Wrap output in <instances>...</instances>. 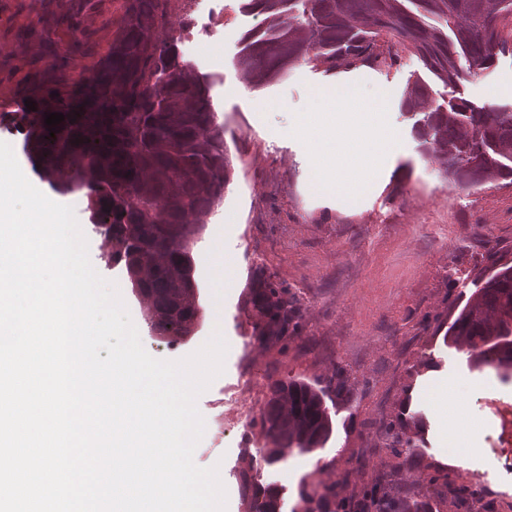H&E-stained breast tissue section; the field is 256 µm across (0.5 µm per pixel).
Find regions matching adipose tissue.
Listing matches in <instances>:
<instances>
[{
  "label": "adipose tissue",
  "instance_id": "obj_1",
  "mask_svg": "<svg viewBox=\"0 0 512 512\" xmlns=\"http://www.w3.org/2000/svg\"><path fill=\"white\" fill-rule=\"evenodd\" d=\"M356 74H339L331 91L321 93L304 113L296 132L316 158L315 188L342 199L366 191L374 178L371 158L395 147L398 135L379 104L359 98ZM473 380L451 377L448 370L430 367L423 377L436 408L437 440L442 450L464 447L469 456L481 451L480 435L467 420L458 396L473 388Z\"/></svg>",
  "mask_w": 512,
  "mask_h": 512
}]
</instances>
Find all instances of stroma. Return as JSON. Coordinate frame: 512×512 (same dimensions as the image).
Masks as SVG:
<instances>
[{
    "mask_svg": "<svg viewBox=\"0 0 512 512\" xmlns=\"http://www.w3.org/2000/svg\"><path fill=\"white\" fill-rule=\"evenodd\" d=\"M82 25L93 32L97 55L112 42V21L123 0H96ZM40 0H0V141L28 167L21 130L24 87L40 47L17 33L36 24ZM171 22H186L179 49L200 72L212 75L213 99L224 122L231 180L194 249L203 314L193 335L178 343L156 335L122 267L110 266L102 238L78 193L67 195L88 240L94 269L120 284L121 297L146 351L165 360L184 358L221 333L228 350L224 371L197 399L205 422L224 418V437L204 432L196 465L219 466L228 512H250L241 490L252 473L256 449L264 447L260 411L277 380L301 378L327 384L343 372L348 391L337 405L334 431L324 448L290 453L265 467L261 485L282 492L281 512H292L302 487L336 485L340 497L358 496L374 479L399 499L432 495V476L457 474L458 461H443L435 435L414 449L407 467L394 470L381 446L386 427L404 419V399L430 361L456 374H482L489 389L462 399L481 434L482 453L468 462L479 484L472 501L512 498V381L492 368H469L464 353L443 338L468 297L492 268L512 264V185L461 188L449 184L422 153L414 120L401 107L408 83L424 74L419 59L401 52L397 65L369 68L363 95L381 103L399 135L397 150L379 166L374 183L343 200L317 193L311 158L290 129L301 112L330 88L323 68L300 64L279 79L254 88L237 66L241 38L257 23L243 15L240 0H170ZM462 97L512 110V55L462 81ZM266 273L288 288L294 335L258 338L250 284Z\"/></svg>",
    "mask_w": 512,
    "mask_h": 512,
    "instance_id": "obj_1",
    "label": "stroma"
}]
</instances>
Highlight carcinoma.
<instances>
[{"mask_svg":"<svg viewBox=\"0 0 512 512\" xmlns=\"http://www.w3.org/2000/svg\"><path fill=\"white\" fill-rule=\"evenodd\" d=\"M170 0H123L112 22V43L92 73L68 78L76 54L93 48L92 33L75 19L91 0H46L43 20L65 27L66 42L42 38L30 80L34 111L25 115L27 151L38 173L59 193H84L94 224L104 228L108 261L123 265L131 288L147 304V318L172 341L191 334L200 310L193 248L223 198L231 168L224 123L211 94L212 79L183 59ZM262 17L243 38L238 66L259 87L301 63L334 72L370 65L391 68L398 49L414 54L446 88L512 54V0H241ZM437 19L432 26L424 18ZM402 107L422 115L415 124L423 152L449 184H512V112L477 106L457 96L438 101L421 76L409 82ZM61 113L50 128L45 115ZM258 316L254 335L288 332L289 291L262 275L252 284ZM467 347L476 366L512 378V265H499L444 337ZM331 390L304 379L278 381L261 410L272 465L285 450L313 453L333 434ZM406 424L389 426L384 448L408 458ZM264 491L256 512H280V491ZM390 494L372 482L361 497L336 499V485L302 490L299 512H433L430 500L389 510Z\"/></svg>","mask_w":512,"mask_h":512,"instance_id":"carcinoma-1","label":"carcinoma"}]
</instances>
